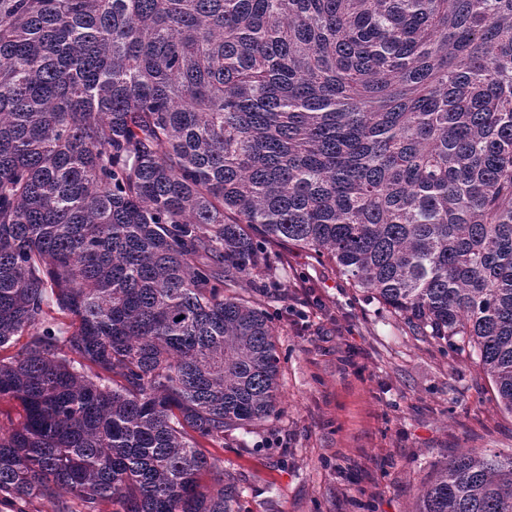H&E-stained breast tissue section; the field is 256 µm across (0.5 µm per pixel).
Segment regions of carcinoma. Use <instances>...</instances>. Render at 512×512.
I'll use <instances>...</instances> for the list:
<instances>
[{
	"instance_id": "carcinoma-1",
	"label": "carcinoma",
	"mask_w": 512,
	"mask_h": 512,
	"mask_svg": "<svg viewBox=\"0 0 512 512\" xmlns=\"http://www.w3.org/2000/svg\"><path fill=\"white\" fill-rule=\"evenodd\" d=\"M290 247L512 414V0H0V506L240 512ZM414 512H512V454Z\"/></svg>"
}]
</instances>
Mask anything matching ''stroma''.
I'll use <instances>...</instances> for the list:
<instances>
[{
    "instance_id": "stroma-1",
    "label": "stroma",
    "mask_w": 512,
    "mask_h": 512,
    "mask_svg": "<svg viewBox=\"0 0 512 512\" xmlns=\"http://www.w3.org/2000/svg\"><path fill=\"white\" fill-rule=\"evenodd\" d=\"M280 416L221 450L242 512H412L430 462L512 453V415L453 362L309 254L285 252Z\"/></svg>"
}]
</instances>
